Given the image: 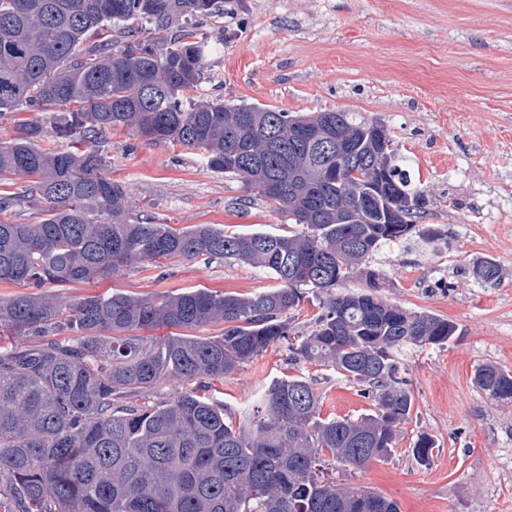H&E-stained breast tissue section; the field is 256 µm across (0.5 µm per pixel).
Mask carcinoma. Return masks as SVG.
I'll return each instance as SVG.
<instances>
[{"label":"carcinoma","mask_w":512,"mask_h":512,"mask_svg":"<svg viewBox=\"0 0 512 512\" xmlns=\"http://www.w3.org/2000/svg\"><path fill=\"white\" fill-rule=\"evenodd\" d=\"M220 9L219 0H0V115L48 114L0 142V211L25 205L40 220L0 222V282L67 287L135 264L200 256L263 269L279 287L242 297L195 289L161 300L121 294L67 302L20 293L0 300V512H400L397 503L324 476L326 456L362 467L387 459L413 399L395 350L440 346L456 326L386 300L374 251L416 230L423 193L398 166L378 182L374 122L351 112L293 115L253 104L194 102L209 44L173 24ZM124 24L118 39L112 25ZM129 128L153 142L197 150L207 165L295 221L283 234L213 224L176 229L132 221L127 187L103 174L100 144ZM319 129V149L299 137ZM67 142L47 151L46 134ZM354 181L336 182V138ZM9 175L31 184L1 189ZM407 193L393 214L386 201ZM495 282L492 258L473 265ZM360 278L361 292L336 293ZM322 293L312 329L292 313L306 291ZM224 323L220 336L190 331ZM160 327L181 334L152 336ZM295 362L331 367L364 386L374 412L321 417L305 379L272 381L234 415L196 391L160 405H120L162 380H219L277 343ZM474 385L512 402V372L476 368ZM435 440L411 453L425 465Z\"/></svg>","instance_id":"obj_1"}]
</instances>
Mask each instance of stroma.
Segmentation results:
<instances>
[{
	"label": "stroma",
	"instance_id": "obj_1",
	"mask_svg": "<svg viewBox=\"0 0 512 512\" xmlns=\"http://www.w3.org/2000/svg\"><path fill=\"white\" fill-rule=\"evenodd\" d=\"M192 24L215 47L194 100L296 115L354 112L382 122L401 168L426 197L418 227L438 232L381 246L370 264L387 277L389 301L448 319L457 333L440 347L396 351L412 417L387 460L336 466L333 477L380 492L401 512H512V403L473 383L480 365L512 370V0H226L223 12ZM103 150L106 175L129 187L139 220L240 232L288 228L287 215L195 151L127 129L113 131ZM484 258L499 264L500 281L474 280L472 267ZM274 286L257 267L202 256L41 292L77 301L190 288L252 295ZM283 376L312 382L322 417L354 419L374 409L356 383L291 361L283 344L201 386L237 413ZM421 433L436 442L425 466L411 453Z\"/></svg>",
	"mask_w": 512,
	"mask_h": 512
}]
</instances>
